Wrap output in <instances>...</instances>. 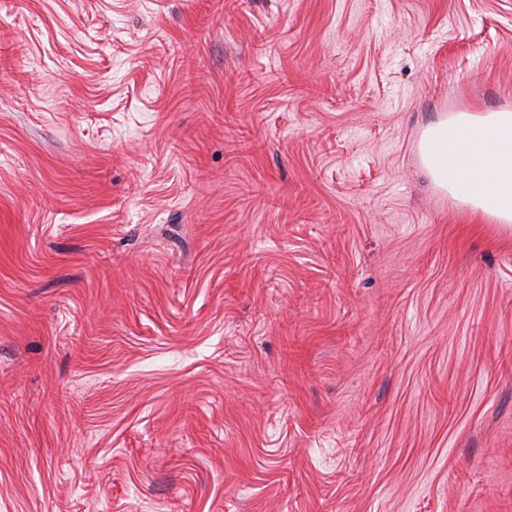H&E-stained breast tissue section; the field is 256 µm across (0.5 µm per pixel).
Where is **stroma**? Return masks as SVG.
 <instances>
[{
	"label": "stroma",
	"instance_id": "35a3bbf8",
	"mask_svg": "<svg viewBox=\"0 0 512 512\" xmlns=\"http://www.w3.org/2000/svg\"><path fill=\"white\" fill-rule=\"evenodd\" d=\"M503 108L512 0H0V512H512ZM434 183L475 220L512 224V109L456 112L420 144Z\"/></svg>",
	"mask_w": 512,
	"mask_h": 512
}]
</instances>
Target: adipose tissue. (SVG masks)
Masks as SVG:
<instances>
[{"mask_svg":"<svg viewBox=\"0 0 512 512\" xmlns=\"http://www.w3.org/2000/svg\"><path fill=\"white\" fill-rule=\"evenodd\" d=\"M434 183L475 220L512 224V109L456 112L420 144Z\"/></svg>","mask_w":512,"mask_h":512,"instance_id":"obj_1","label":"adipose tissue"}]
</instances>
